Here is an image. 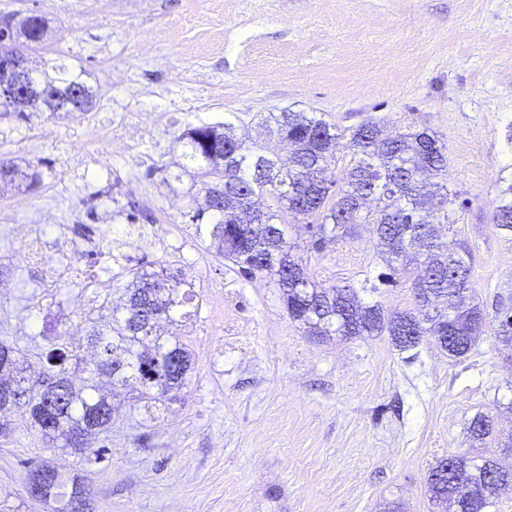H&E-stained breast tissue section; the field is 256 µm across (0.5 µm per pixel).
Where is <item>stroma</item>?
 Wrapping results in <instances>:
<instances>
[{
  "mask_svg": "<svg viewBox=\"0 0 512 512\" xmlns=\"http://www.w3.org/2000/svg\"><path fill=\"white\" fill-rule=\"evenodd\" d=\"M1 14L45 15L32 68L84 70L86 112H0V157L29 167L30 187L0 191V336L33 373L57 335L87 348L138 268L190 283L194 311L166 326L193 354L181 390L138 402L116 390L104 460L46 444L9 416L0 435V512H53L29 498L42 462L78 477L89 512H433L432 465L483 452L512 465V351L495 336L498 296L512 297V240L491 220L512 175V0H0ZM317 112L344 129L373 116L389 132L429 128L448 152L453 231L474 256L471 286L488 315L460 362L430 339L397 350L389 337L305 335L278 288L242 276L193 218L182 133L233 120L248 136L270 112ZM136 114L150 133L138 157L107 154L115 124ZM167 225L172 248L129 244ZM291 238L310 276L351 285L389 311L415 307L412 281H386L367 225L314 250ZM494 421L476 449L475 415Z\"/></svg>",
  "mask_w": 512,
  "mask_h": 512,
  "instance_id": "obj_1",
  "label": "stroma"
}]
</instances>
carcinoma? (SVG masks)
<instances>
[{"instance_id":"cac0c4a2","label":"carcinoma","mask_w":512,"mask_h":512,"mask_svg":"<svg viewBox=\"0 0 512 512\" xmlns=\"http://www.w3.org/2000/svg\"><path fill=\"white\" fill-rule=\"evenodd\" d=\"M49 33L48 19L31 14L18 20L14 38L33 50ZM56 91L52 106L62 107L81 75L63 65L56 76L43 75ZM258 137L247 143L231 121L187 129L180 137L185 158L197 166L199 192L210 200L196 211L210 215V236L219 254L250 279H268L282 293L289 317L312 336L346 338L390 336L401 350L424 336L434 339L448 358L459 361L476 345L486 320L484 306L470 286L472 255L465 244L441 256L440 232L452 230L448 213L447 147L428 128L390 134L380 121L365 119L342 131L304 112H270L257 122ZM283 139L293 141L288 163L276 151ZM347 140L354 160L344 185L326 177L337 141ZM29 176L17 164L0 159V183L9 186ZM492 214L495 227L512 233V181L503 178ZM305 225L320 248L328 238H345L358 224L373 228V245L393 272L419 265L412 283L417 309L387 313L378 304H362L351 285L323 287L312 280L293 254L290 222ZM189 292L176 271L139 269L124 291L122 308H113L112 324L90 320L89 340L96 350L93 367L112 386L139 396L161 397L178 391L191 368V354L179 340L157 333L162 319L185 317L181 307ZM499 342L512 349V307L497 309ZM3 378L27 379L25 359L8 336H0ZM45 362L56 372L47 383L31 385L36 402L15 410L27 428L55 447L99 456L92 440L112 425L116 408L103 384L70 387V367L83 359L63 337L51 342ZM475 443L493 433L489 417L476 415L468 427ZM493 458L440 459L429 471L427 488L437 512H484L489 500L512 489V469L493 468ZM52 488L55 512H72L80 481L65 477L48 462L37 466Z\"/></svg>"}]
</instances>
